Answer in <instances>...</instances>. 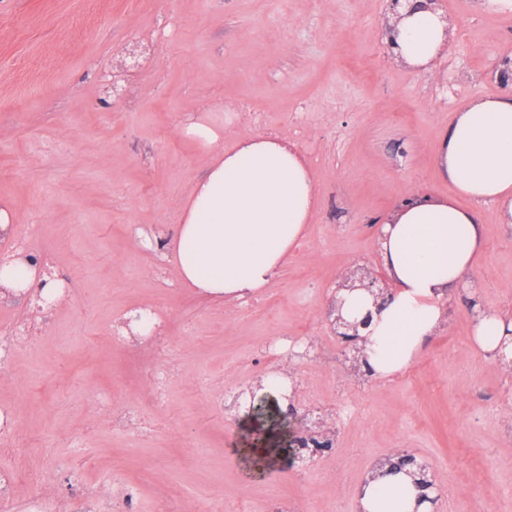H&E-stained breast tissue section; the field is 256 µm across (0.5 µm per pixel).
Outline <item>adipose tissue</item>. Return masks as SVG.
I'll list each match as a JSON object with an SVG mask.
<instances>
[{
  "label": "adipose tissue",
  "mask_w": 512,
  "mask_h": 512,
  "mask_svg": "<svg viewBox=\"0 0 512 512\" xmlns=\"http://www.w3.org/2000/svg\"><path fill=\"white\" fill-rule=\"evenodd\" d=\"M392 40L397 61L429 67L447 39L440 11L403 0ZM178 133L209 157L205 176L179 204L166 250L183 285L216 297L242 298L268 287L299 246L317 204L300 149L272 136L224 145V115L203 111ZM456 197L411 192L380 218L378 252L395 291L374 317L364 347L371 376L385 380L409 367L443 319L440 302L463 285L483 245L476 207L493 203L512 227V94L479 99L457 112L435 157ZM470 199L463 207L458 197ZM365 512H430L411 477L368 482Z\"/></svg>",
  "instance_id": "ef3b65f1"
}]
</instances>
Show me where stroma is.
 Returning a JSON list of instances; mask_svg holds the SVG:
<instances>
[{"label":"stroma","instance_id":"stroma-1","mask_svg":"<svg viewBox=\"0 0 512 512\" xmlns=\"http://www.w3.org/2000/svg\"><path fill=\"white\" fill-rule=\"evenodd\" d=\"M386 0H0V203L15 225L0 259L22 250L65 288L60 301L0 295L10 330L0 407L18 411L0 468L26 512L42 472L62 512L77 452L88 484L112 483L121 512H355L366 471L408 448L442 491L441 512H512V373L473 341L471 304L512 317V229L480 205L485 244L465 288L417 359L390 379L351 375L326 319L339 276L381 269L371 220L414 190L453 195L433 157L466 103L502 94L489 69L512 56V15L440 0L447 54L424 71L388 55ZM139 68L106 86L127 48ZM224 113V143L275 134L296 144L320 204L268 288L242 299L183 288L163 243L208 158L178 126ZM147 305L156 338L112 334ZM283 378L275 427L311 420L330 452L250 480L233 446L252 391ZM296 416H288L284 401Z\"/></svg>","mask_w":512,"mask_h":512}]
</instances>
